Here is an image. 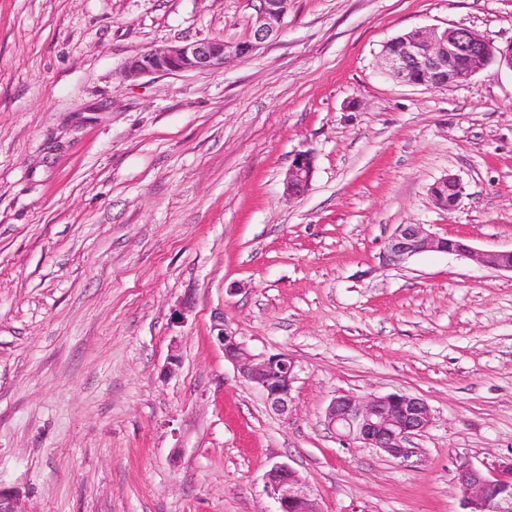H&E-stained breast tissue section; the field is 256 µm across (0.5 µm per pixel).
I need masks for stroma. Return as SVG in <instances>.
<instances>
[{
	"mask_svg": "<svg viewBox=\"0 0 512 512\" xmlns=\"http://www.w3.org/2000/svg\"><path fill=\"white\" fill-rule=\"evenodd\" d=\"M258 7L0 0V487L23 512H273L277 463L322 512H461L456 458L512 455V273L383 256L401 224L512 249V70L429 89L381 67L417 28L512 43V0H291L251 56L125 77L246 40ZM219 315L294 358L288 415L225 360ZM392 392L432 413L407 457L328 427L336 395ZM259 2L256 20L246 41L228 46L224 40L213 38L157 47L128 58L123 67L126 77L138 79L156 73L178 75L203 72L224 67L231 57H245L254 53L281 34L290 1ZM315 157L310 152H300L294 155L286 175V190L288 196L303 195L313 178ZM465 188L454 176H445L437 180L430 188V195L433 202L439 208L451 211L462 201Z\"/></svg>",
	"mask_w": 512,
	"mask_h": 512,
	"instance_id": "1",
	"label": "stroma"
}]
</instances>
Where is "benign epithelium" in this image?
I'll return each instance as SVG.
<instances>
[{"label": "benign epithelium", "mask_w": 512, "mask_h": 512, "mask_svg": "<svg viewBox=\"0 0 512 512\" xmlns=\"http://www.w3.org/2000/svg\"><path fill=\"white\" fill-rule=\"evenodd\" d=\"M249 38L232 47L219 38L168 45L128 58L126 77L164 73L178 75L222 68L232 57L254 53L278 37L284 27L289 0H259ZM382 59L389 73L413 86L443 87L467 83L491 63L512 69V44L499 47L481 33L467 27L414 30L388 41ZM315 157L310 152L294 155L286 175L288 195H303L313 178ZM465 188L454 176L437 180L430 188L433 202L451 211L462 201ZM426 251L465 257L484 266L512 272V249L479 251L461 239L437 236L423 224H401L386 244L385 258L399 262ZM214 329L215 339L239 376L258 388L269 407L284 415L292 404L295 360L287 354L257 357L231 330L224 318ZM328 425L341 440L382 450L393 458L406 457L407 441L426 432L431 410L421 397L394 392L357 398L339 395L326 411ZM455 488L463 512H512V456L480 467L467 457L456 461ZM265 489L274 500V512H322L316 498L305 489L299 474L287 464H275L265 474ZM0 512H22L19 495L0 488Z\"/></svg>", "instance_id": "benign-epithelium-1"}]
</instances>
